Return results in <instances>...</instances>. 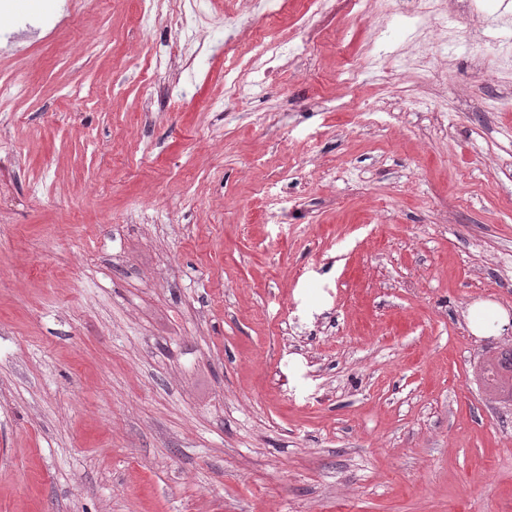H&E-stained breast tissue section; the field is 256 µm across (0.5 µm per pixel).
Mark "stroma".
<instances>
[{
	"mask_svg": "<svg viewBox=\"0 0 512 512\" xmlns=\"http://www.w3.org/2000/svg\"><path fill=\"white\" fill-rule=\"evenodd\" d=\"M46 3L0 40L25 80L0 104V512H512V401L475 379L512 331L466 319L512 315V109H483L512 72L458 50L448 89L400 58L396 91L350 86L372 25L331 13L238 101L222 45L172 47L136 0ZM463 17L512 52V0ZM146 46L178 58L145 74ZM469 326L476 335H491L490 323L498 322L497 330H504L509 324L508 314L489 302L476 303L468 310Z\"/></svg>",
	"mask_w": 512,
	"mask_h": 512,
	"instance_id": "1",
	"label": "stroma"
}]
</instances>
